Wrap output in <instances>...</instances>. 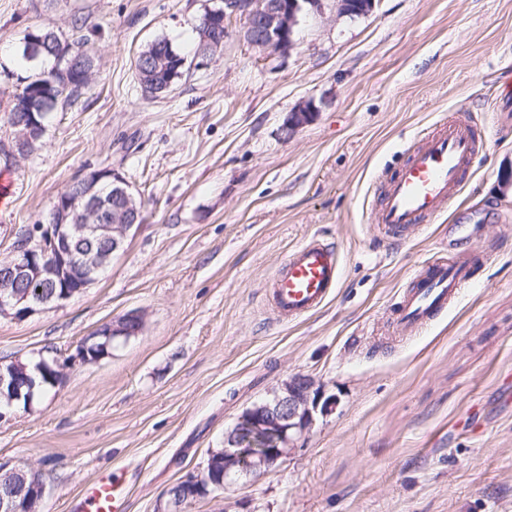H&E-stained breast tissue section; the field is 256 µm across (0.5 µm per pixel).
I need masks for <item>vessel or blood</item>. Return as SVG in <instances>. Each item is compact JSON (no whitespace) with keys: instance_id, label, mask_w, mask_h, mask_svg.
Segmentation results:
<instances>
[{"instance_id":"vessel-or-blood-1","label":"vessel or blood","mask_w":512,"mask_h":512,"mask_svg":"<svg viewBox=\"0 0 512 512\" xmlns=\"http://www.w3.org/2000/svg\"><path fill=\"white\" fill-rule=\"evenodd\" d=\"M482 149L483 137L465 112L452 114L447 122L419 138L406 150L402 163L382 177L374 216L377 230L399 239L412 228L437 220L461 194ZM488 259L487 252L473 249L421 262L394 311L397 332L405 336L427 326L459 297L477 267ZM340 275L334 246L316 239L298 247L271 281L274 314L279 320L293 321L318 310L337 287ZM123 481L120 470L99 476L84 491L83 512H119Z\"/></svg>"}]
</instances>
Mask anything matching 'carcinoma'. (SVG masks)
<instances>
[{
  "label": "carcinoma",
  "mask_w": 512,
  "mask_h": 512,
  "mask_svg": "<svg viewBox=\"0 0 512 512\" xmlns=\"http://www.w3.org/2000/svg\"><path fill=\"white\" fill-rule=\"evenodd\" d=\"M83 24L76 18L72 22L71 33L64 34L59 30L49 27L34 25L30 27L33 37L43 40L44 49L40 50L38 59H30L25 50L18 51L28 83L24 84L20 92L14 94L8 115L22 112L25 109V101L31 100L35 103V123L32 128V138L39 141L44 136L53 114L59 102L68 103L78 99L83 91L89 87L93 77L97 73V65L94 57L87 56V59L75 65L69 64V59L62 52H55L53 48L62 44L66 47L79 49L87 41V38L80 35ZM197 47L195 54L203 51V41L208 35L224 38V26L220 23L213 24L207 28L203 24L196 27ZM170 42L165 39H157L141 50L137 60L144 61L147 68L142 72L141 81L151 85L158 95L166 93V89L181 77L183 68L179 67L177 61L165 57ZM112 193V186L105 182L95 188L83 185L78 192L81 199L70 210L69 221L78 224H110L112 223V208L108 207L101 211L87 207V203L95 197H107Z\"/></svg>",
  "instance_id": "1"
}]
</instances>
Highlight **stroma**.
<instances>
[{
    "mask_svg": "<svg viewBox=\"0 0 512 512\" xmlns=\"http://www.w3.org/2000/svg\"><path fill=\"white\" fill-rule=\"evenodd\" d=\"M209 0H0V138L27 27L86 20L98 75L56 110L39 148L0 173V260L74 180L110 168L143 221L83 294L23 321L0 317V358H64L132 310L142 332L0 425V459L37 470L40 512H73L103 473L127 477L125 512L166 490L254 402L295 375L336 397L302 446L271 470L227 479L183 512H512V0H337L304 14L290 53L251 46L238 17L224 48L163 97L144 96L135 59L165 38L192 55ZM314 100L311 122L283 129ZM470 113L485 146L458 200L394 242L374 229L375 181L449 113ZM469 228L455 233L454 223ZM341 280L318 311L276 318L268 285L313 238ZM488 262L421 331L391 323L412 272L436 252ZM317 110L313 100L300 102L289 111L284 122V130L289 133L308 124Z\"/></svg>",
    "mask_w": 512,
    "mask_h": 512,
    "instance_id": "obj_1",
    "label": "stroma"
}]
</instances>
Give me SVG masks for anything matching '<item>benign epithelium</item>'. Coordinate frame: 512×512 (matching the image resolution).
Segmentation results:
<instances>
[{"label": "benign epithelium", "mask_w": 512, "mask_h": 512, "mask_svg": "<svg viewBox=\"0 0 512 512\" xmlns=\"http://www.w3.org/2000/svg\"><path fill=\"white\" fill-rule=\"evenodd\" d=\"M206 22L240 17L245 22L244 36L255 48L287 54L295 46L299 15L308 9L319 10L321 0H215ZM317 112L312 100L293 107L284 130L293 132L308 124ZM112 178L110 224H68L65 222L68 196H58L45 220L20 229L12 254L0 262V315L24 320L49 305H61L83 292L95 281V273L109 267L112 256L122 248L130 230L141 222V211L125 180ZM145 316L140 310L102 324L95 333L108 341L128 339L141 333ZM92 362L87 339L77 344L75 353L53 358L56 371L64 375L78 364ZM33 378H21L13 370L0 371V398L9 401L32 393ZM336 407V397L308 376L284 381L272 397L253 404L237 419L234 430L224 433V472L236 469L246 474L265 472L295 451L311 432L317 416H326ZM213 460L187 472L179 480L187 497L203 498L224 490L210 487ZM31 493L17 501L10 489L0 490V512H38L45 497V484L31 471Z\"/></svg>", "instance_id": "obj_1"}]
</instances>
